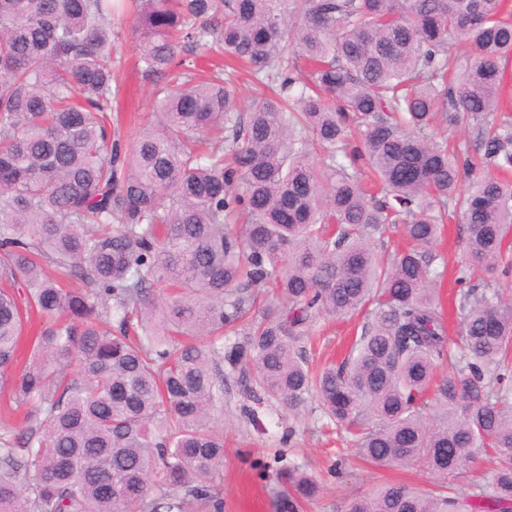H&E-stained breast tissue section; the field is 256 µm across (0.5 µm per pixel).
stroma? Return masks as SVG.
<instances>
[{
    "instance_id": "obj_1",
    "label": "stroma",
    "mask_w": 512,
    "mask_h": 512,
    "mask_svg": "<svg viewBox=\"0 0 512 512\" xmlns=\"http://www.w3.org/2000/svg\"><path fill=\"white\" fill-rule=\"evenodd\" d=\"M118 53L114 72L125 114V135L146 122L154 106L157 78L142 74L136 65L138 42L129 17L116 18ZM433 137L454 148L459 158L476 156L477 129L436 119ZM435 266L442 275L443 297L451 299L467 262L465 226L460 216L450 217L440 241L434 245ZM363 316L317 324L316 341L307 355L313 366L341 360L353 336L359 335ZM248 402L246 380L233 373L224 378V410L217 426L224 431V467L219 481L224 512H277L275 471L296 465L312 473L319 483L314 501L302 503L299 512H345L350 499L387 479L416 488L433 487L436 478L418 465L382 467L366 465L354 455V444L345 431L331 423L315 398L296 407L281 404L266 409L262 426L253 425L242 412Z\"/></svg>"
}]
</instances>
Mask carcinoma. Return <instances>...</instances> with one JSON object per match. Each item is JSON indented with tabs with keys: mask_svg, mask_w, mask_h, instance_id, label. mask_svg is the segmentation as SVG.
Returning a JSON list of instances; mask_svg holds the SVG:
<instances>
[{
	"mask_svg": "<svg viewBox=\"0 0 512 512\" xmlns=\"http://www.w3.org/2000/svg\"><path fill=\"white\" fill-rule=\"evenodd\" d=\"M120 8L165 80L126 146ZM453 44L473 58L450 79ZM183 51L281 94L244 114L233 74L197 80ZM511 64L512 0H0V388L23 414L0 427V512H224L226 372L257 404L317 398L366 461L442 479L347 512H512V301L470 285L450 345L431 251L456 212L470 272L512 248ZM439 114L479 126L483 168L429 136ZM391 228L410 246L388 262L369 241ZM358 314L348 355L312 371L318 320ZM485 456L479 494L448 482ZM276 481L284 512L319 492L298 466Z\"/></svg>",
	"mask_w": 512,
	"mask_h": 512,
	"instance_id": "cac0c4a2",
	"label": "carcinoma"
}]
</instances>
